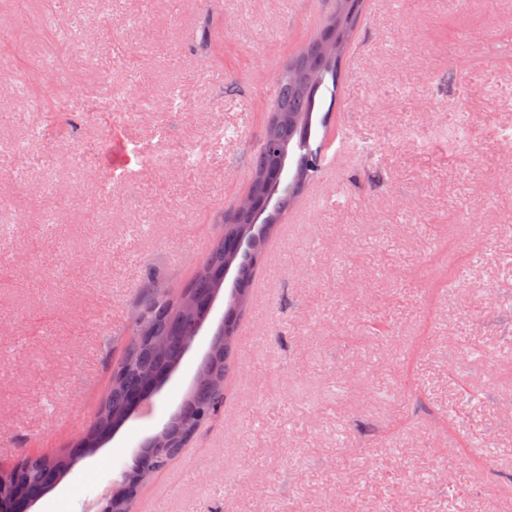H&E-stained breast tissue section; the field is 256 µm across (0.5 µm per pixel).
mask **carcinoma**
Listing matches in <instances>:
<instances>
[{
	"instance_id": "carcinoma-1",
	"label": "carcinoma",
	"mask_w": 512,
	"mask_h": 512,
	"mask_svg": "<svg viewBox=\"0 0 512 512\" xmlns=\"http://www.w3.org/2000/svg\"><path fill=\"white\" fill-rule=\"evenodd\" d=\"M336 14L326 26L323 36L309 43L288 64L290 74L276 86L275 114L278 121L268 123L262 143L303 145L296 161L303 178L318 171L323 161V150L311 148L317 134L314 114L319 110L322 96L336 99V60L340 56L355 24L350 15L348 0H337ZM318 69L324 73L321 88L310 90L298 81L296 73ZM252 187L262 204L273 199V211L261 215L254 223L247 217L232 215L222 225L209 255L198 268L189 287L179 296H159L153 277L146 279V291L139 300L134 322H145L153 340L125 353L123 360L112 371V388L102 403L95 423L87 430L81 443L65 453L24 459L6 473L0 472V512H21V503L15 487L34 502L40 500L54 485L62 482L85 455L93 453L123 426L138 410L139 403H148L155 396L154 385L172 374L185 351V338L194 335L209 318L214 302L224 285V270L235 268L234 279L238 298L227 305L224 323L217 330L210 352L200 365L201 381L182 402L179 411L166 423L161 432L169 435L164 448L153 446L148 440L131 466L129 477L112 490L110 512H128V507L145 475L140 467H164L178 453L183 443L201 424L212 419L223 401L224 376L233 352V338L241 310L249 303V284L261 244L266 238L259 232L275 226L276 212L294 196L292 186L279 185L264 148L252 158Z\"/></svg>"
}]
</instances>
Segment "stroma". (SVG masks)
I'll list each match as a JSON object with an SVG mask.
<instances>
[{
    "instance_id": "1",
    "label": "stroma",
    "mask_w": 512,
    "mask_h": 512,
    "mask_svg": "<svg viewBox=\"0 0 512 512\" xmlns=\"http://www.w3.org/2000/svg\"><path fill=\"white\" fill-rule=\"evenodd\" d=\"M106 20L71 59L61 31ZM0 71L105 119L0 122V468L70 448L147 274L186 285L250 184L275 82L336 0H0ZM325 131L235 332L220 413L129 512H512V0H364ZM89 151L95 166L71 164ZM27 163L23 182L12 167ZM210 319L143 414L40 500L87 512L193 383ZM490 448L486 481L442 485Z\"/></svg>"
}]
</instances>
